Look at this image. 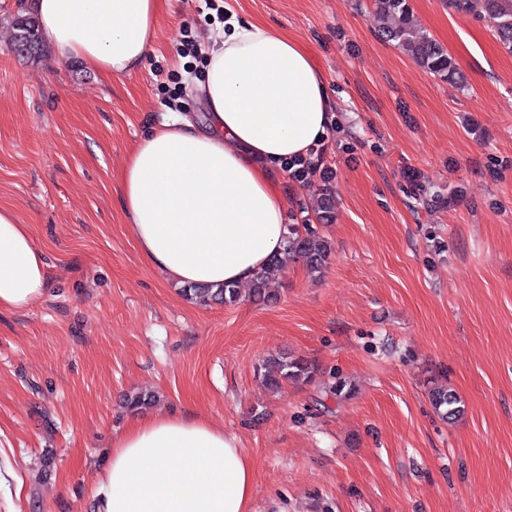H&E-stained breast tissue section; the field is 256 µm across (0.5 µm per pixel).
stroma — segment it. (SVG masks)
<instances>
[{
    "label": "stroma",
    "mask_w": 512,
    "mask_h": 512,
    "mask_svg": "<svg viewBox=\"0 0 512 512\" xmlns=\"http://www.w3.org/2000/svg\"><path fill=\"white\" fill-rule=\"evenodd\" d=\"M410 4L465 91L380 39L366 0H164L144 67L119 78L12 53L29 9L0 0V206L48 264L43 297L0 312V512H90L139 392L235 436L251 512H512V53L488 22ZM228 7L301 41L344 121L383 147L330 151L328 265L284 261L270 304L187 299L142 258L116 191L163 112L202 114L186 77ZM495 159L509 166L494 180ZM411 171L462 194L413 211ZM280 352L315 382L267 392L257 368ZM432 371L464 401L458 421L434 413ZM340 376L350 392L329 393Z\"/></svg>",
    "instance_id": "stroma-1"
}]
</instances>
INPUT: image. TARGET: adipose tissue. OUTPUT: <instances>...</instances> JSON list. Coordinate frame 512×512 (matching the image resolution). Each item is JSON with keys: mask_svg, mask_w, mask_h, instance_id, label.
Wrapping results in <instances>:
<instances>
[{"mask_svg": "<svg viewBox=\"0 0 512 512\" xmlns=\"http://www.w3.org/2000/svg\"><path fill=\"white\" fill-rule=\"evenodd\" d=\"M41 41L107 77L143 67L159 0H29ZM189 92L203 121L168 113L132 145L116 185L141 255L179 286L245 285L286 245L285 199L273 175L323 144L331 91L294 38L226 11ZM29 225L0 206V311H24L47 286ZM253 464L205 418L155 412L112 441L94 512H249Z\"/></svg>", "mask_w": 512, "mask_h": 512, "instance_id": "1", "label": "adipose tissue"}]
</instances>
